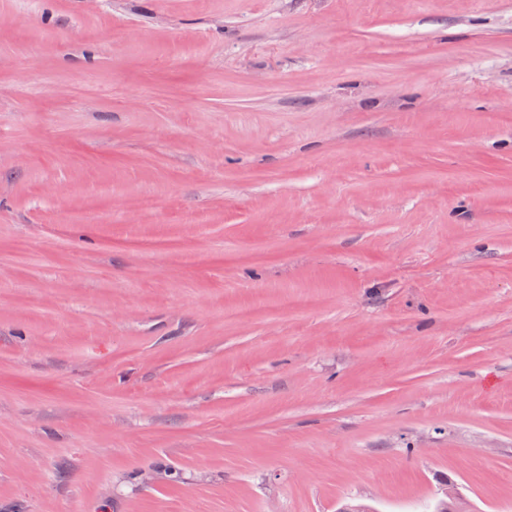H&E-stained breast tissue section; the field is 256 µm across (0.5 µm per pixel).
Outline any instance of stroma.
<instances>
[{"label":"stroma","instance_id":"35a3bbf8","mask_svg":"<svg viewBox=\"0 0 512 512\" xmlns=\"http://www.w3.org/2000/svg\"><path fill=\"white\" fill-rule=\"evenodd\" d=\"M451 491L512 512V0H0V512Z\"/></svg>","mask_w":512,"mask_h":512}]
</instances>
